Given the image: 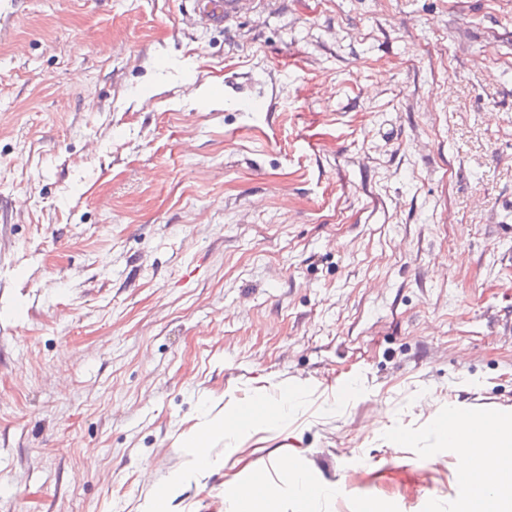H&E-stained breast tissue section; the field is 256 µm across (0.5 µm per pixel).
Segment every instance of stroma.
<instances>
[{
    "mask_svg": "<svg viewBox=\"0 0 512 512\" xmlns=\"http://www.w3.org/2000/svg\"><path fill=\"white\" fill-rule=\"evenodd\" d=\"M190 8L0 0V512H232L286 456L348 490L306 512H462L434 417L512 430V0ZM189 21L202 28H222L253 0H190ZM233 413L225 415L220 420L213 421L207 427L188 434L185 436V441L189 448H194L192 459L190 461L189 470L187 475H193L201 471L208 470L212 463L208 456H205L200 448H209L213 440L224 439L226 436L235 435L243 429L252 428L254 425L251 423L242 424L237 416ZM242 489L247 490L248 496H249L247 507L245 509L246 511H248V512H273V511H275V510H266V509L262 508L261 500L256 496L255 492L253 491V489L250 486L243 485V484H240V485L233 484L232 486H230L229 488L226 489V495L224 492V497L226 500H229L231 502L232 506H234L236 504L235 511L239 512V510H240V503L237 500L238 497L240 498L242 506L247 497V493H242L239 496V490H242Z\"/></svg>",
    "mask_w": 512,
    "mask_h": 512,
    "instance_id": "35a3bbf8",
    "label": "stroma"
}]
</instances>
